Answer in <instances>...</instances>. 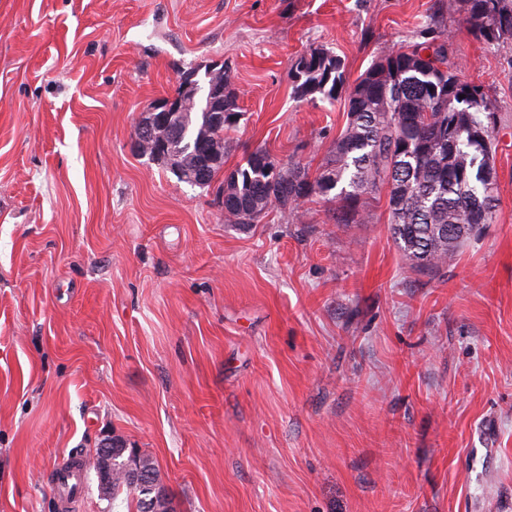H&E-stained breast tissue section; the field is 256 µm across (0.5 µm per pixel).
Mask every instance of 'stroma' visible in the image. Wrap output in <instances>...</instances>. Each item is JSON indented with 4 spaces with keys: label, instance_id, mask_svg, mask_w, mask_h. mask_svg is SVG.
Returning a JSON list of instances; mask_svg holds the SVG:
<instances>
[{
    "label": "stroma",
    "instance_id": "stroma-1",
    "mask_svg": "<svg viewBox=\"0 0 512 512\" xmlns=\"http://www.w3.org/2000/svg\"><path fill=\"white\" fill-rule=\"evenodd\" d=\"M434 26L495 104L496 218L414 272L386 190L365 224L314 198L254 224L137 155L138 114L228 65L225 170L317 176L343 101L297 100L325 48L356 80ZM175 512H512V52L448 0H0V512L105 435Z\"/></svg>",
    "mask_w": 512,
    "mask_h": 512
}]
</instances>
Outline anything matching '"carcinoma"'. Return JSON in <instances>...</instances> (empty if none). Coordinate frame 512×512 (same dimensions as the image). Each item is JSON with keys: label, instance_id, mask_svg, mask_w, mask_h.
Wrapping results in <instances>:
<instances>
[{"label": "carcinoma", "instance_id": "cac0c4a2", "mask_svg": "<svg viewBox=\"0 0 512 512\" xmlns=\"http://www.w3.org/2000/svg\"><path fill=\"white\" fill-rule=\"evenodd\" d=\"M448 9L464 15L466 30L504 51L512 50V0H448ZM427 40L389 49L361 74L346 97L348 123L336 139L322 171L314 178L298 166L262 170L271 159L257 149L224 180V215L237 224H253L272 208L296 212L317 195L337 203L339 224H365L370 215L363 197L388 188L391 228L401 250L419 272L438 274L457 250L475 236L473 225L491 224L498 195L488 193L481 170L491 165L495 105L478 85L458 76L448 60V37L421 30ZM295 97L313 102L336 101L346 84L341 60L325 49H313L290 67ZM206 82L221 92L224 127L216 131L205 110L185 106L157 134L169 137L180 129L172 150L155 162L171 167L181 154L182 182L207 171L208 151L224 156L230 132L240 116L230 71L214 69ZM137 470L158 478L153 459L127 451L117 438L112 446V489L136 498L137 512H168L164 502L147 510L148 496L131 488L129 473Z\"/></svg>", "mask_w": 512, "mask_h": 512}]
</instances>
